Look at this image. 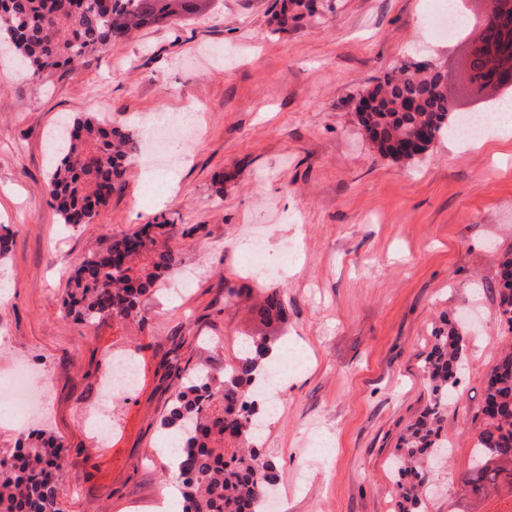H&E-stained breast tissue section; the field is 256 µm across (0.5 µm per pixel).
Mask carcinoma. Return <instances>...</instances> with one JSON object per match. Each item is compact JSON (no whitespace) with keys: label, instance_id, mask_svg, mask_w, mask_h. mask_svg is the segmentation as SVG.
<instances>
[{"label":"carcinoma","instance_id":"1","mask_svg":"<svg viewBox=\"0 0 512 512\" xmlns=\"http://www.w3.org/2000/svg\"><path fill=\"white\" fill-rule=\"evenodd\" d=\"M198 0H10L0 10V43L19 55L18 72L37 80L61 67H75L87 54L129 38L145 26L176 20L197 11ZM311 10L309 0H278L271 32L295 27ZM374 105L357 111L358 126L374 132L377 151L395 157L393 142L418 127L429 130L428 152L457 125L460 112L448 109L434 71L423 62L404 61L368 85ZM408 101L416 103L404 110ZM138 141L92 118L73 123L70 140L47 174L44 190L66 224H91L106 209L124 181ZM174 225L146 224L102 251L83 259L68 280L61 308L65 315L94 324L112 318L127 326L144 323L145 297L157 282L178 271L179 252L170 246ZM500 314L512 328V258L499 264ZM265 331L238 340L239 351L222 372L207 365H168L178 391L162 419L179 450L173 477L184 512H261L276 481V462L259 445L267 412L259 390L268 378L276 332L288 312L275 292L252 305ZM463 337L455 330L435 337L425 371L432 384V405L401 438L397 483L400 512H413L426 476L427 454L440 447L436 424L455 392ZM483 428L461 478L475 495L501 486L512 490V351L492 368L481 409ZM62 446L39 435L0 457V512H62L56 488L65 471Z\"/></svg>","mask_w":512,"mask_h":512}]
</instances>
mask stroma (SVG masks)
Wrapping results in <instances>:
<instances>
[{"instance_id": "35a3bbf8", "label": "stroma", "mask_w": 512, "mask_h": 512, "mask_svg": "<svg viewBox=\"0 0 512 512\" xmlns=\"http://www.w3.org/2000/svg\"><path fill=\"white\" fill-rule=\"evenodd\" d=\"M274 0H204L199 12L142 28L41 81L17 77L0 48V224L11 231L0 279V380L28 360L47 381V418L0 420V451L25 432L65 454L62 512H150L171 483L163 453L175 390L164 362L220 369L260 329L225 285L277 291L288 328L276 367L279 412L263 437L277 462L273 512H397V448L431 404L425 359L439 332L464 338L457 398L438 423L449 453L428 471L420 512H512L507 490L477 500L460 482L482 426L484 387L512 328L499 317L497 272L512 256V121L483 145L437 140L426 156H381L356 125L363 89L401 61L459 60V39L427 34L435 0H318L282 35ZM89 113L145 135L189 115L94 223H64L42 192L49 135ZM167 221L179 275L146 300L130 330L64 316L70 270L142 225ZM260 234L271 277L249 271ZM224 339L223 348L210 345ZM135 350L138 380L102 398L113 353ZM104 404L107 436L84 410Z\"/></svg>"}]
</instances>
